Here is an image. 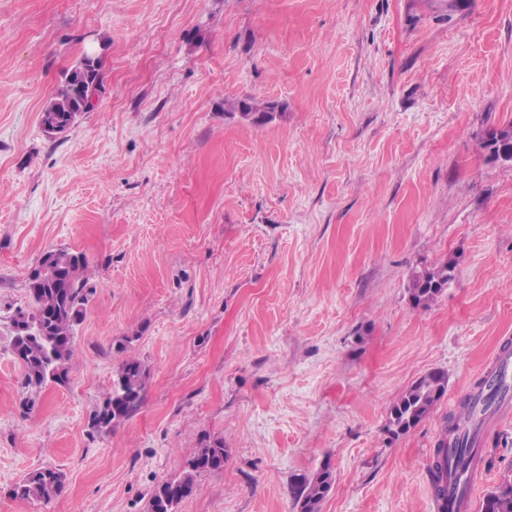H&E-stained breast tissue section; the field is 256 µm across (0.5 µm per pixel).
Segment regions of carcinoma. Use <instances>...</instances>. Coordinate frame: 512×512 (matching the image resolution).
Returning a JSON list of instances; mask_svg holds the SVG:
<instances>
[{
	"mask_svg": "<svg viewBox=\"0 0 512 512\" xmlns=\"http://www.w3.org/2000/svg\"><path fill=\"white\" fill-rule=\"evenodd\" d=\"M103 64L84 74V85H76L82 65L66 71L54 93L45 101L42 112L68 118L73 113L90 111L87 96L101 92L104 81ZM251 103L253 111L240 116L258 126L264 119L274 120L263 112L264 102L249 97L226 99L224 112L237 114L240 102ZM481 140L487 156L499 153L512 155V123L493 127ZM457 260L448 257L439 265L412 269L407 290L414 306L428 308L448 287L454 278ZM34 269L39 280L27 279L28 304L17 308L9 317L10 347L14 357L24 369V387L40 391L53 383L64 385L68 380L67 365L73 353L76 328L83 322L93 295L86 271L88 262L81 253L69 249H52L45 252ZM147 369L134 358L123 360L112 380V391L103 405L94 411L92 427L109 432L119 421L128 418L140 407L146 383ZM448 387V374L432 369L411 383L390 405L387 430L395 437L408 433L428 417L444 397ZM479 401L489 409L506 400L512 389L492 378L483 379L477 387ZM458 415L451 418L450 432L443 433L437 443L435 460L431 467L432 487L441 495L443 474L448 472V460L455 459L454 473L463 478L478 455L469 431H462L457 424ZM227 449L224 441L217 439L197 449L185 468L155 486L149 498L148 512H178L179 505L198 489V477L203 473L224 470ZM334 485V475L324 468L313 478L301 482L296 497L298 512H319L320 504ZM64 475L51 468L36 469L28 473L12 489L16 498L48 503L64 490ZM482 505L490 512H512V480H506L487 493Z\"/></svg>",
	"mask_w": 512,
	"mask_h": 512,
	"instance_id": "carcinoma-1",
	"label": "carcinoma"
}]
</instances>
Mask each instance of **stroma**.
<instances>
[{"label": "stroma", "instance_id": "1", "mask_svg": "<svg viewBox=\"0 0 512 512\" xmlns=\"http://www.w3.org/2000/svg\"><path fill=\"white\" fill-rule=\"evenodd\" d=\"M105 47L98 107L49 136L63 73ZM283 104L255 127L224 98ZM512 0H0V512H147L203 440L228 450L179 512H432L450 410L512 343ZM94 293L66 385L28 394L8 317L48 250ZM456 257L413 307L409 271ZM149 370L111 432L123 357ZM439 368L409 433L391 403ZM471 512L512 478V416L480 443ZM50 503L14 497L32 470ZM489 135V139L486 135ZM485 137L481 140V146L486 151L487 159L490 156L504 153L512 155V123L500 127H493L486 131ZM148 377L149 373L140 361L134 358L123 360L112 380V391L93 413L92 427L109 432L119 421L136 412L142 403ZM447 387L444 370L432 369L420 376L390 405L387 430L398 437L415 428L437 408ZM334 485V475L325 467L313 478L303 480L298 488L296 508L298 512H318L320 504L329 495ZM64 475L51 468L36 469L28 473L12 490L14 497L48 503L64 490Z\"/></svg>", "mask_w": 512, "mask_h": 512}]
</instances>
